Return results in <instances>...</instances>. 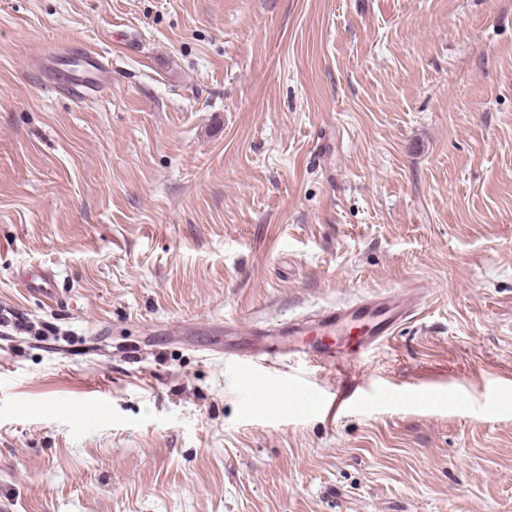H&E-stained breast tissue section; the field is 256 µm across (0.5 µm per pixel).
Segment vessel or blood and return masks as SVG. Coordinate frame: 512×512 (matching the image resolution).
I'll list each match as a JSON object with an SVG mask.
<instances>
[{
    "label": "vessel or blood",
    "mask_w": 512,
    "mask_h": 512,
    "mask_svg": "<svg viewBox=\"0 0 512 512\" xmlns=\"http://www.w3.org/2000/svg\"><path fill=\"white\" fill-rule=\"evenodd\" d=\"M109 71L103 61L93 68L80 63L60 64L46 82V88L60 90L62 86L86 83L101 85ZM417 308V298L409 291H379L363 298L331 304L315 314L291 317L262 327L243 328L236 321L224 323V333L237 337L235 355L242 360L257 359L276 365L286 356L298 355L319 366H342L347 358L369 348L384 344L397 329L411 318ZM271 392L281 399H308L311 390L302 379L274 378Z\"/></svg>",
    "instance_id": "obj_1"
}]
</instances>
